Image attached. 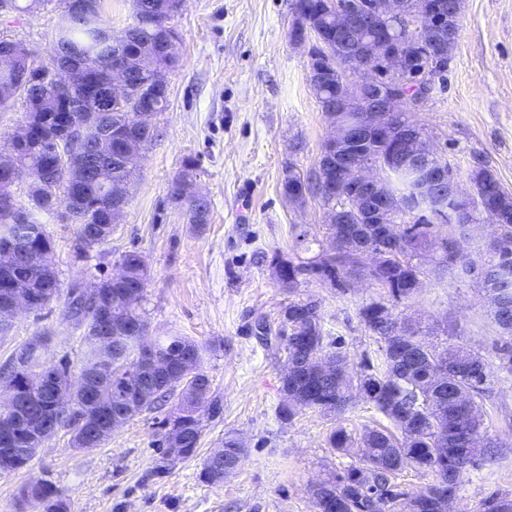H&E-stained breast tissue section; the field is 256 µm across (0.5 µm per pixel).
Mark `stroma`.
I'll return each instance as SVG.
<instances>
[{
    "mask_svg": "<svg viewBox=\"0 0 512 512\" xmlns=\"http://www.w3.org/2000/svg\"><path fill=\"white\" fill-rule=\"evenodd\" d=\"M294 3L184 0L171 21L182 42L168 75V107L152 119L158 137L140 161L111 238L84 251L63 206L42 217L62 292L91 288L117 270L123 255L138 253L148 270L142 308L149 338L177 334L208 346L202 369L220 410L202 415L196 454L157 471L160 423L178 402L174 392L161 408L114 431L104 447L74 449L63 430L26 467L0 472V512H34L21 491L38 480L67 499L70 512H314L311 486L357 460L354 452L329 448L330 431L342 425L358 434L384 425L362 399L341 417L302 408L292 420L280 419L285 352L257 329L261 320L277 324L290 302L310 298L351 371L380 356L359 317L362 306L387 298L376 282L363 277L341 289L312 278L288 291L269 264L276 253L310 259L329 241L326 206L313 198L292 206L280 194L287 169L312 170L332 133L309 84L306 52L290 42ZM464 3L450 66L408 117L461 185L482 165L512 192V0ZM64 14V0H44L24 14L2 11L0 37L45 61ZM188 160L197 167L192 192L211 203L202 227L188 223L170 199ZM491 232L475 224L462 239L436 225V237L458 240L473 270L459 276L438 269L436 253L422 254V286L395 313L425 322L430 341L467 345L494 364L501 333L480 281L492 259ZM44 332L49 362L78 370L85 333L66 319L60 299L16 315L0 339V364ZM490 388L483 423L498 448L492 459L463 470L452 512H479L489 491L512 490V372L496 371ZM228 433L245 444L242 463L224 481L206 482L203 462Z\"/></svg>",
    "mask_w": 512,
    "mask_h": 512,
    "instance_id": "35a3bbf8",
    "label": "stroma"
}]
</instances>
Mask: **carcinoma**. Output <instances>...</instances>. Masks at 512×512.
I'll use <instances>...</instances> for the list:
<instances>
[{"mask_svg":"<svg viewBox=\"0 0 512 512\" xmlns=\"http://www.w3.org/2000/svg\"><path fill=\"white\" fill-rule=\"evenodd\" d=\"M101 0H65V24L55 37L48 61L33 63L27 80L21 79V69L0 63V95L9 92L27 94L39 99V111L48 121L42 124V141L38 147L19 157L21 165L30 170L27 196L32 212V223H40L39 216L52 212L59 194L75 192L80 196V211L70 216L77 224V235L86 239L87 248L106 242L101 235L103 227L115 220L112 209L103 204L112 188L123 187L137 175L140 152L155 140L152 129H131L125 126L124 114L140 107L156 112L166 110L168 104L167 74L179 59L181 38L165 20L174 16L170 6L174 0H131L133 20L115 38L100 23ZM302 10L308 11V21L318 34L316 57L321 59L325 49L336 43V17L331 0H296ZM458 26H441L424 44L411 40L407 50L413 55L438 54L439 43L454 48ZM151 55L152 67L135 70L131 84L144 88L136 97L112 85V67L141 54ZM309 81L321 108L343 106L340 112L345 120H357L363 112L362 96L351 89V96L342 100L345 87L333 74L309 76ZM60 84L68 87L62 97L56 93ZM112 94V111L99 116V125L92 128L91 138L106 134L105 148L112 154L111 186H100L93 181L80 180L77 166L70 164L59 170L56 178L46 180L44 168L52 165L56 149L62 140L59 127L49 117L72 106L92 113L95 97L101 88ZM366 161L384 165L383 172L394 183L397 199L414 194L416 175L401 155L395 138L374 141L366 148ZM331 188L315 194L308 175L289 167L282 183L285 197L294 192H307L324 204L338 208L343 223L330 225V250L307 262L294 263L275 254L270 266L280 268L278 281L283 288L293 289L303 276H316L339 287L359 274L376 281L387 290L392 302L398 304L413 298L417 284L424 276L423 269L413 258L427 249L435 224H454L464 229L462 220L469 211L448 201V211L442 215L416 216L403 225L394 243L374 238L370 224L350 223L352 206L347 197L351 188L330 172ZM476 193L501 212L500 223L491 225L492 250L498 267L495 275L482 281L486 293L493 295L502 307H492L490 316L507 336L499 348V364H490L483 356L460 345L439 348L422 339L420 323L394 315L393 309L382 301H373L360 308L359 315L367 330L380 343V361L365 364L357 377H352L346 356L341 350H332L326 342L323 321L317 302L294 301L284 307L277 328L263 322L260 328L275 334L284 345L286 361L282 371V390L292 394L303 408H314L341 416L355 408L354 391L362 393L373 407L389 422L381 428L366 429L360 437H353L346 427L339 425L328 436L329 447L339 452L358 446V461L343 471L321 480L312 490L316 512H445L444 503L456 496L462 470L478 465L492 457L498 447L486 435L480 410L488 397L494 369L512 372V193L504 190L492 170L479 167L470 174ZM172 199L184 210L191 224H207L210 220V202L203 200L193 206L182 195L171 190ZM371 239L376 248L386 254V268L375 274L359 266L357 259L349 258L354 240ZM440 263L448 269L468 271V261L446 242ZM126 273L123 279L104 278L96 284L101 293L100 306L111 313L112 331L120 336L113 346L112 390H123L137 398V413L154 410L155 404L175 390H180L179 402L165 423L175 422L184 433V458L195 455L200 441V422L187 414L191 405L218 409L211 382L200 371L193 375L185 366L201 365L206 348L186 336H170L156 348L166 360L162 373L144 371L140 376L128 375L137 366L142 337L147 333L141 304L147 283V267L137 253H128L121 259ZM29 280L34 293V310L44 309L59 299L60 286L55 271L33 262H21L0 249V282L14 277ZM98 306V307H100ZM98 307L89 304L77 306L72 299L68 316L76 325L85 328L88 343L81 374L89 375L102 369L94 339L98 324ZM48 337L36 335L25 342L0 366V375L12 378L23 371L39 366L41 353L47 350ZM448 363V380L435 386L429 376L439 362ZM332 362L335 370L327 373L323 363ZM48 403L32 401L19 416L0 417V472L16 471L26 466L36 455L25 448L28 431L37 425ZM103 404L95 395L94 385L79 386L64 409L77 412L92 421L101 414ZM244 454L240 441L224 437L221 447L213 449L206 458L202 471L209 483L222 481L224 468L236 463ZM408 467L433 476L432 483L418 493H410L395 482L396 474ZM22 495L42 512H68V503L49 484L35 482L22 490ZM481 512H512V492L495 489L487 494Z\"/></svg>","mask_w":512,"mask_h":512,"instance_id":"cac0c4a2","label":"carcinoma"}]
</instances>
